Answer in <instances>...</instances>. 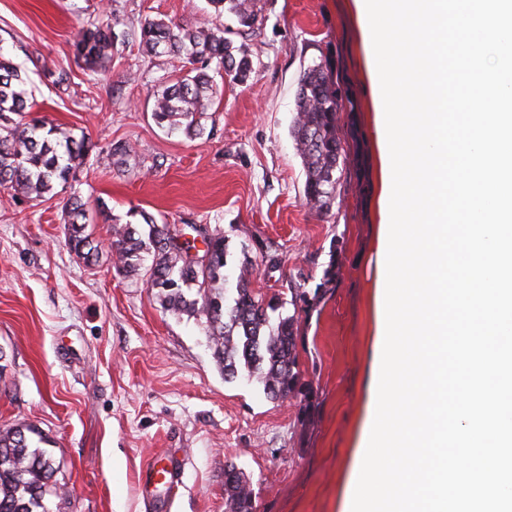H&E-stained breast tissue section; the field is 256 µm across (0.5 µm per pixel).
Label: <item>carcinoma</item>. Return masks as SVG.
Returning a JSON list of instances; mask_svg holds the SVG:
<instances>
[{"instance_id": "obj_1", "label": "carcinoma", "mask_w": 512, "mask_h": 512, "mask_svg": "<svg viewBox=\"0 0 512 512\" xmlns=\"http://www.w3.org/2000/svg\"><path fill=\"white\" fill-rule=\"evenodd\" d=\"M214 15H233L244 33L254 30L261 8L258 0H209ZM136 42L147 56L172 54L182 60L181 76L157 91L151 116L157 126L181 132L189 139L201 138L205 118L219 93L215 76L245 84L253 72L252 55L244 45L226 37L224 27L210 20L184 27L164 19H147L134 26L117 15L106 23H91L73 42V52L83 68L98 75L109 70L120 49ZM18 67L0 54V186L13 191L14 199L43 198L55 186H66L93 150L105 155L108 164L125 168L132 147L117 143L107 149L82 136L76 138L64 127L44 118L26 119L29 102ZM329 64L323 60L308 65L299 79L296 118L292 136L306 174L308 204L329 212L335 202L339 179L336 169L346 158L344 142L338 135L337 112L343 107ZM68 213L69 248L85 261L98 260V241L86 232L84 203L72 198ZM149 227L146 234L131 224L112 228V260L117 271L140 269L143 257H151L146 270L148 286L158 289L162 305L172 313L193 317L204 324V332L224 380L240 376L262 385L267 398L282 400L303 393L297 365L298 319L295 315L272 318L278 307L265 302L250 288V263L242 265L234 292L224 285L226 248L224 231L212 229L206 238L207 260H187L193 245L174 243L178 232L172 224H160L140 213ZM55 468L47 453L31 446L24 429H0V512H48L45 497ZM228 512H252V489L248 478L239 474L224 482Z\"/></svg>"}]
</instances>
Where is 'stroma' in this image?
Returning a JSON list of instances; mask_svg holds the SVG:
<instances>
[{"instance_id": "35a3bbf8", "label": "stroma", "mask_w": 512, "mask_h": 512, "mask_svg": "<svg viewBox=\"0 0 512 512\" xmlns=\"http://www.w3.org/2000/svg\"><path fill=\"white\" fill-rule=\"evenodd\" d=\"M260 6L261 25L234 37L252 53L250 80L225 83L206 121L212 135L191 140L151 117L179 58L151 59L133 43L92 76L72 43L113 12L191 26L211 15L208 0H0V51L32 89L35 115L98 146L133 148L128 171L88 161L44 201L20 204L0 187V428L35 429L53 458L49 512H225L230 464L251 482L253 512H344L377 370L375 62L357 0ZM321 57L352 89L355 112L339 113V134L359 142L327 213L306 201L291 136L299 76ZM60 69L72 77L64 91L45 79ZM73 195L104 244L92 264L65 244ZM134 209L181 229H223L229 280L250 261L255 293L298 314L297 371L311 400L273 401L245 378L225 381L201 322L162 308L144 271H115L105 244ZM298 289L311 301L295 309ZM169 451L180 459L179 494L148 507L138 473Z\"/></svg>"}]
</instances>
